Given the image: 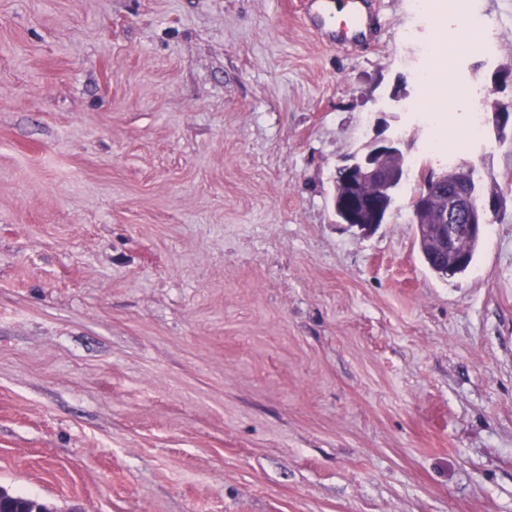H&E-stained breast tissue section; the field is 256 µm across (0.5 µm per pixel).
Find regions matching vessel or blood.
<instances>
[{"instance_id":"b4317fda","label":"vessel or blood","mask_w":512,"mask_h":512,"mask_svg":"<svg viewBox=\"0 0 512 512\" xmlns=\"http://www.w3.org/2000/svg\"><path fill=\"white\" fill-rule=\"evenodd\" d=\"M322 23L328 24V39L336 44L364 40L372 28L370 0H309Z\"/></svg>"}]
</instances>
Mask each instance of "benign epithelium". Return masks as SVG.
I'll list each match as a JSON object with an SVG mask.
<instances>
[{
    "mask_svg": "<svg viewBox=\"0 0 512 512\" xmlns=\"http://www.w3.org/2000/svg\"><path fill=\"white\" fill-rule=\"evenodd\" d=\"M402 145L403 140L396 136L374 139L364 146L360 157L341 167L342 190L336 195L334 206L342 223L370 235L387 222L395 193L406 175ZM457 174L454 186L448 188V199L438 223L431 221L429 201L437 187L445 182V173L427 178L410 205L419 240L430 246V260L446 276L453 275L463 265L471 241L481 236L485 226L493 223L499 213L495 197L487 198L476 210L469 206L476 185L472 166H463ZM365 185L377 188L382 207L370 205L360 192Z\"/></svg>",
    "mask_w": 512,
    "mask_h": 512,
    "instance_id": "1",
    "label": "benign epithelium"
}]
</instances>
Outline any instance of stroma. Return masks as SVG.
<instances>
[{"label": "stroma", "mask_w": 512, "mask_h": 512, "mask_svg": "<svg viewBox=\"0 0 512 512\" xmlns=\"http://www.w3.org/2000/svg\"><path fill=\"white\" fill-rule=\"evenodd\" d=\"M416 2L337 46L301 0H0V488L512 512V0ZM382 131L406 176L365 235L336 170ZM445 148L501 199L448 277L410 209Z\"/></svg>", "instance_id": "stroma-1"}]
</instances>
